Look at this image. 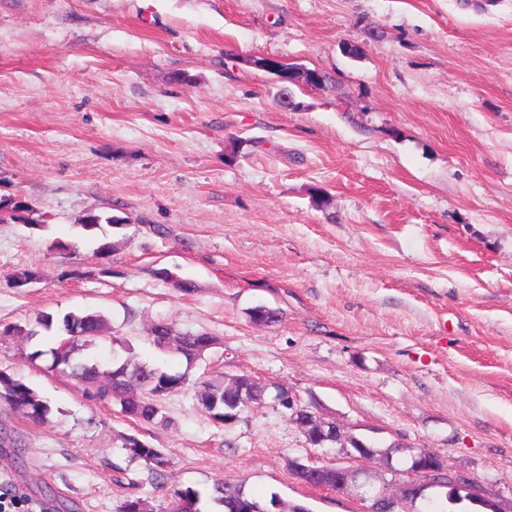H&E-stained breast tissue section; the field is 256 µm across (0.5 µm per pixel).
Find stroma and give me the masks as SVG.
<instances>
[{
  "mask_svg": "<svg viewBox=\"0 0 512 512\" xmlns=\"http://www.w3.org/2000/svg\"><path fill=\"white\" fill-rule=\"evenodd\" d=\"M272 55L325 83L281 86L245 64ZM0 372L50 402L0 448L15 512L53 489L71 512H116L127 490L166 507L223 480L310 512H364L299 482L321 463L275 397L222 425L198 383L248 374L369 445L443 455L512 500V0H0ZM121 225L84 229L86 213ZM112 242L108 259L96 253ZM191 281L179 292L152 271ZM35 278L14 286L11 275ZM258 305L274 325L251 322ZM100 312L83 356L187 372L160 427L91 407L47 361L38 314ZM158 321L219 342L164 356ZM161 449L163 486L121 447Z\"/></svg>",
  "mask_w": 512,
  "mask_h": 512,
  "instance_id": "obj_1",
  "label": "stroma"
}]
</instances>
